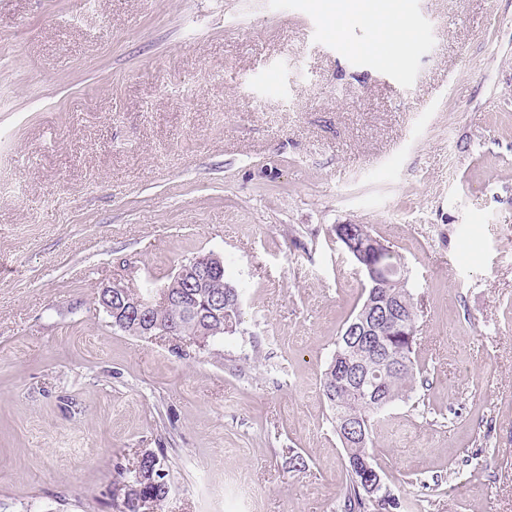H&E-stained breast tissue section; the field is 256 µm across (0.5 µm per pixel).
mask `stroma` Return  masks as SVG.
Instances as JSON below:
<instances>
[{"label":"stroma","mask_w":512,"mask_h":512,"mask_svg":"<svg viewBox=\"0 0 512 512\" xmlns=\"http://www.w3.org/2000/svg\"><path fill=\"white\" fill-rule=\"evenodd\" d=\"M0 0V512H336L320 380L365 224L418 301L425 383L372 452L404 512H512V0ZM216 253L239 331L113 326ZM305 467L288 469V454ZM137 479L140 483H142V486L140 487V490L143 489L145 486L149 484H155L158 482V476L156 473L154 474V471H151L149 473H146V476H142L141 474L137 473ZM157 480V482H156ZM136 497L129 498L123 505L116 504L113 500V503H111L113 512H142V508L139 506L138 501L140 499L141 495L150 496L153 498V506H156L158 508L161 506L162 503L166 500L168 497L166 491L164 490V484H156L154 486H148L145 489H143L140 493H135ZM115 509V510H114Z\"/></svg>","instance_id":"stroma-1"}]
</instances>
